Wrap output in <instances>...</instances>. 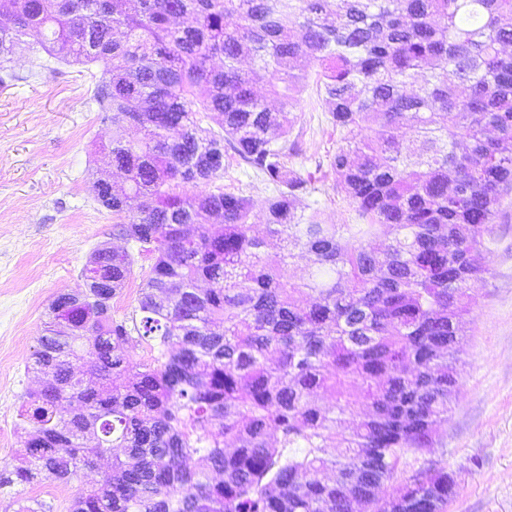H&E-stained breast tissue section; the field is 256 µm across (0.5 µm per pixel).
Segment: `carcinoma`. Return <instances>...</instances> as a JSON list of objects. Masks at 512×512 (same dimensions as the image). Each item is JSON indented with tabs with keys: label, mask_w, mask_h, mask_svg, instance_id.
I'll use <instances>...</instances> for the list:
<instances>
[{
	"label": "carcinoma",
	"mask_w": 512,
	"mask_h": 512,
	"mask_svg": "<svg viewBox=\"0 0 512 512\" xmlns=\"http://www.w3.org/2000/svg\"><path fill=\"white\" fill-rule=\"evenodd\" d=\"M85 2L0 0V85L22 45L104 64L93 98L123 179L97 199L154 262L120 320L126 250L96 249L54 297L0 486L68 484L110 454L68 512H446L454 475L408 459L448 422L478 259L512 193V0ZM309 64L353 224L300 208L311 182L287 165ZM228 148L276 186L262 237L250 198L202 190ZM149 342L161 357L136 360Z\"/></svg>",
	"instance_id": "1"
}]
</instances>
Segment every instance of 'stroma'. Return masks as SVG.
<instances>
[{
    "label": "stroma",
    "mask_w": 512,
    "mask_h": 512,
    "mask_svg": "<svg viewBox=\"0 0 512 512\" xmlns=\"http://www.w3.org/2000/svg\"><path fill=\"white\" fill-rule=\"evenodd\" d=\"M11 66L16 81L0 86V415L13 417L39 386L27 362L49 305L79 288L94 250L106 245L136 255L134 272L113 302L119 318L136 306L153 259L114 237L118 218L93 190L97 172L108 166L102 147L112 138L111 115L93 99L103 63L77 65L19 50ZM292 118L302 134L301 153L288 164L316 187L305 204L325 223H349L350 207L334 190L330 166L340 134L315 87L302 94ZM215 185L251 198L254 230L264 233L263 207L273 190L264 176L230 155ZM488 247L482 260L490 272L457 346L458 392L428 455L458 483L446 512H512V194L499 208ZM111 462L98 460L74 486L44 478L11 485L0 489V501L32 497L53 512H68L76 486L98 479Z\"/></svg>",
    "instance_id": "35a3bbf8"
}]
</instances>
